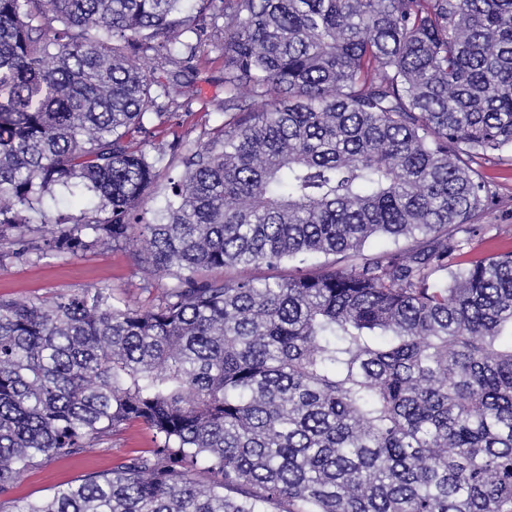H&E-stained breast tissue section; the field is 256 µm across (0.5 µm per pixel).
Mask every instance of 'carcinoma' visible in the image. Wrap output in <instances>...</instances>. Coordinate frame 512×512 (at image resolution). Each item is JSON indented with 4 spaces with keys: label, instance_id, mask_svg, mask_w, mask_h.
Here are the masks:
<instances>
[{
    "label": "carcinoma",
    "instance_id": "cac0c4a2",
    "mask_svg": "<svg viewBox=\"0 0 512 512\" xmlns=\"http://www.w3.org/2000/svg\"><path fill=\"white\" fill-rule=\"evenodd\" d=\"M185 2L0 0V267L130 241L164 281L0 297L1 496L154 438L8 512H512V251L463 252L512 150V0H193L223 121L162 185ZM58 193L87 203L31 223ZM306 254L339 261L224 279ZM152 434L142 426H133L112 436V441L89 448L87 452L67 460L42 461L14 485L10 499H41L50 496L64 483L77 484L91 474H102L126 458L153 448Z\"/></svg>",
    "mask_w": 512,
    "mask_h": 512
}]
</instances>
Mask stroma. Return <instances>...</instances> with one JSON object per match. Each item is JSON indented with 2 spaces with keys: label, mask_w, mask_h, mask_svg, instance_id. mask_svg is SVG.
Masks as SVG:
<instances>
[{
  "label": "stroma",
  "mask_w": 512,
  "mask_h": 512,
  "mask_svg": "<svg viewBox=\"0 0 512 512\" xmlns=\"http://www.w3.org/2000/svg\"><path fill=\"white\" fill-rule=\"evenodd\" d=\"M189 76L197 96L177 97V108L152 134L153 143L180 141L189 148L203 141L207 132L222 122L219 108L224 101V49L213 36H204L200 52ZM487 175L495 185L496 202L484 215V231L474 246L480 253L496 254L512 250V167L487 163ZM152 277L136 247L110 245L79 257H49L37 263H13L0 267V296L49 298L60 292L77 291L103 283L130 303L148 307L156 304L158 291L151 288ZM152 434L133 426L113 436L109 443L88 449L67 460L42 461L22 476L10 496L14 499H41L64 483H79L91 474H102L126 458L152 448Z\"/></svg>",
  "instance_id": "35a3bbf8"
}]
</instances>
